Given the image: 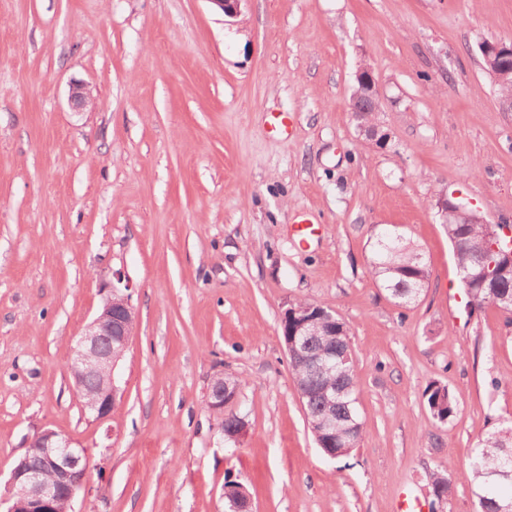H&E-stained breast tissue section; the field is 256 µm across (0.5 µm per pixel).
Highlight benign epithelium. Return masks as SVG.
Here are the masks:
<instances>
[{"label": "benign epithelium", "instance_id": "benign-epithelium-1", "mask_svg": "<svg viewBox=\"0 0 512 512\" xmlns=\"http://www.w3.org/2000/svg\"><path fill=\"white\" fill-rule=\"evenodd\" d=\"M489 66L488 74L497 80L512 75V43L486 41L481 48ZM357 96L378 99V88L368 68L357 75ZM136 312L131 296L117 286L106 295L96 317L86 326L70 350L69 368L78 391H83V374L90 367L97 369L104 383L96 395L83 401L85 412L97 420L112 415L118 403L119 388L114 371L126 350ZM119 345V352L112 350ZM237 393L224 390V376L213 378L207 402L213 410H222L235 403ZM38 441L42 464L35 467L30 456H23L11 472L8 481L7 512H60V505L72 506L86 481L87 452L73 446L71 440L53 430L39 432Z\"/></svg>", "mask_w": 512, "mask_h": 512}]
</instances>
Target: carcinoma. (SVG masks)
I'll return each mask as SVG.
<instances>
[{
	"instance_id": "cac0c4a2",
	"label": "carcinoma",
	"mask_w": 512,
	"mask_h": 512,
	"mask_svg": "<svg viewBox=\"0 0 512 512\" xmlns=\"http://www.w3.org/2000/svg\"><path fill=\"white\" fill-rule=\"evenodd\" d=\"M490 231L488 224H448L446 232L460 272L461 287L468 298L467 307L479 310L493 304L512 315V304L502 297L512 298V256L509 250L491 254L495 263L489 278L474 277L473 252L485 243ZM372 273L389 297L396 303L409 305L419 300L428 284L429 271L419 245L405 230L381 227L375 231L372 243ZM309 311L306 329L311 335L306 344L312 355L326 363L320 371L304 364L291 365L292 375L306 411L309 429L322 452L337 458L358 447L364 433V423L358 409L357 381L354 365L343 362L349 332L341 319H336L335 335H329V325L322 313L330 308L315 300L294 303ZM428 408L439 422H444L456 408L454 394L437 383L425 389ZM213 417L231 439L244 417L229 409L215 412ZM469 469L476 482L479 512H503L512 506V480L497 481L495 475L512 471V423L490 433L473 449ZM451 464H439L433 473V493L437 501L448 496Z\"/></svg>"
}]
</instances>
